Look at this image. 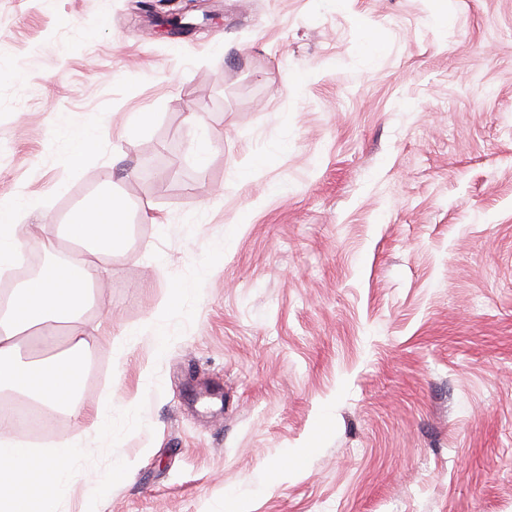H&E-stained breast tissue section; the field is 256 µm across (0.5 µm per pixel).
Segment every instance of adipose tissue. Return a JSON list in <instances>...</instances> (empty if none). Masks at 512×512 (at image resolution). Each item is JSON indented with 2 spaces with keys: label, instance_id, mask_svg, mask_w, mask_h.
Wrapping results in <instances>:
<instances>
[{
  "label": "adipose tissue",
  "instance_id": "adipose-tissue-1",
  "mask_svg": "<svg viewBox=\"0 0 512 512\" xmlns=\"http://www.w3.org/2000/svg\"><path fill=\"white\" fill-rule=\"evenodd\" d=\"M32 204L24 197L0 206V278L17 266L29 241L40 240L46 262L0 301V389L38 405L47 419L61 413L84 416L73 378L76 358L89 349L85 313L102 284L101 257L125 252V203L112 192L94 195L71 213L60 233L27 223ZM69 336L66 350L25 359V342ZM12 422L0 414V512H48L69 492V471L82 450L65 438L38 448L12 436Z\"/></svg>",
  "mask_w": 512,
  "mask_h": 512
}]
</instances>
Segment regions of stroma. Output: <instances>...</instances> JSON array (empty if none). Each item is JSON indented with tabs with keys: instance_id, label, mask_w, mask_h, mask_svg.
<instances>
[{
	"instance_id": "1",
	"label": "stroma",
	"mask_w": 512,
	"mask_h": 512,
	"mask_svg": "<svg viewBox=\"0 0 512 512\" xmlns=\"http://www.w3.org/2000/svg\"><path fill=\"white\" fill-rule=\"evenodd\" d=\"M210 3L166 37L164 0H0V202L130 226L55 512H512V0ZM101 123L76 126L63 130L60 135L67 143L72 160H80L92 154L99 145Z\"/></svg>"
}]
</instances>
